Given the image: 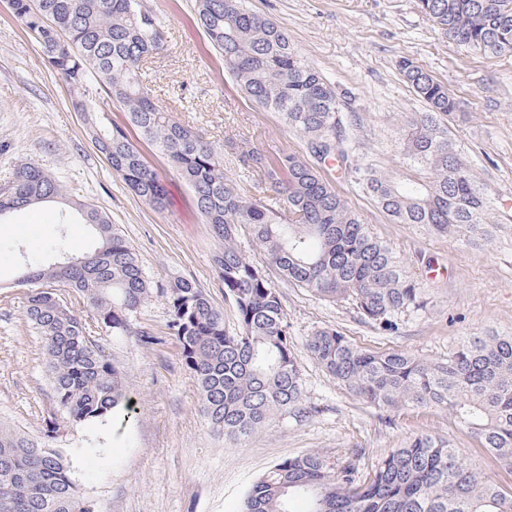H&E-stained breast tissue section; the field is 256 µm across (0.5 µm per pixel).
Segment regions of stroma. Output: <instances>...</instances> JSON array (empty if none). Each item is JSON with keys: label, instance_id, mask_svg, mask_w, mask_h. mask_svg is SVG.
I'll use <instances>...</instances> for the list:
<instances>
[{"label": "stroma", "instance_id": "35a3bbf8", "mask_svg": "<svg viewBox=\"0 0 512 512\" xmlns=\"http://www.w3.org/2000/svg\"><path fill=\"white\" fill-rule=\"evenodd\" d=\"M164 21L167 41L145 64L160 106L209 140L244 137L269 155L306 154L302 136L239 92L194 22L195 0H146ZM288 31L295 47L334 85L344 113H358L360 163L385 176L406 170L395 141L406 116L424 105L398 67L409 58L442 81L460 109L448 123L478 182L498 201L488 235L437 237L414 224H394L372 198L335 167L325 175L370 231L385 241L425 290L426 305L405 316L399 333L365 323L354 305L324 300L276 281L313 417L272 416L268 426L233 441L214 434L197 384L167 328L169 309L148 298L129 319L126 336L93 325L90 339L121 370L136 409L123 420L72 423L51 383L44 342L26 318L30 289L17 273L28 257L65 236L71 253L90 246L86 233L59 222L61 204L44 203L0 224V422L34 436L54 426L52 444L94 512H240L255 479L281 459L318 450L352 462L366 476L377 461L418 434L450 439L486 477L512 488V472L455 425L441 408L383 411L336 384L305 343L322 328L342 331L374 352L405 351L442 360L466 336H512V55L489 57L448 40L416 0H247ZM71 90L48 66L39 45L0 0V186L20 164L51 174L68 198L104 211L130 242L154 287L182 276L236 315L224 300L213 256L219 249L186 184L151 146L147 162L168 191L166 209L132 193L96 151L71 105Z\"/></svg>", "mask_w": 512, "mask_h": 512}]
</instances>
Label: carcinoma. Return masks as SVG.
I'll list each match as a JSON object with an SVG mask.
<instances>
[{"label":"carcinoma","instance_id":"carcinoma-1","mask_svg":"<svg viewBox=\"0 0 512 512\" xmlns=\"http://www.w3.org/2000/svg\"><path fill=\"white\" fill-rule=\"evenodd\" d=\"M11 2L46 62L70 85L71 106L112 171L149 206L165 207V185L126 129L98 106L101 92L124 107L141 140L189 185L223 244L214 264L237 319L236 328L226 327L224 312L188 278L152 289L134 248L108 218L91 204L67 201L91 240L89 249L71 255L59 237L26 262L19 283L32 288L26 316L44 340L58 403L76 423L129 411L132 404L118 367L89 339V321L56 295L54 284L77 293L114 336L126 333L130 316L150 294L164 298L167 327L196 380L207 423L238 440L265 428L276 412L300 418L314 412L302 406L304 385L280 295L267 270L238 249L240 233L252 237L266 265L289 283L348 301L366 323L393 334L403 316L425 306L424 289L335 192L322 167L336 162L394 224L452 237L490 223L495 203L448 134L446 120L458 103L408 58L400 60V73L427 111L405 119L397 141L409 174L386 178L355 160L357 117L344 120L334 86L281 26L246 0H196L197 23L240 91L305 139L307 158L294 152L271 158L230 136L218 145L159 106L143 65L163 48L167 30L144 0ZM417 5L456 44L486 56L512 54V0ZM226 153L250 171L255 193L243 194L224 172ZM63 196L51 175L24 163L0 188V224ZM306 348L340 386L369 404L448 410L512 471V336L466 338L446 361L363 350L332 328L313 333ZM50 439L0 426V512H93ZM298 500L308 504L306 512H512L511 493L468 463L450 440L433 435L408 438L363 481L352 464L318 450L285 458L255 481L240 512H297Z\"/></svg>","mask_w":512,"mask_h":512}]
</instances>
